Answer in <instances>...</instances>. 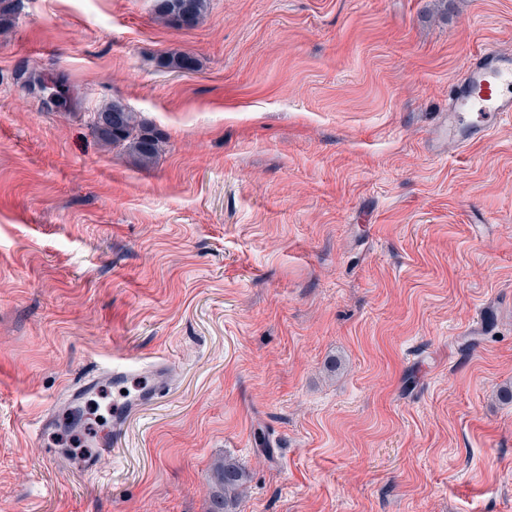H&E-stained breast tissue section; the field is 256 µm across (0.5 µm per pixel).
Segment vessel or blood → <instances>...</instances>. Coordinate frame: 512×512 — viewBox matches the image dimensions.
<instances>
[{"mask_svg":"<svg viewBox=\"0 0 512 512\" xmlns=\"http://www.w3.org/2000/svg\"><path fill=\"white\" fill-rule=\"evenodd\" d=\"M512 114V56L485 48L474 54L464 74L448 87V110L436 124L438 140L465 145L488 136L495 122ZM153 382L112 408V432L99 436L97 451L81 464L84 473L99 469L101 457L114 453L133 412L153 404L169 385V367L152 366Z\"/></svg>","mask_w":512,"mask_h":512,"instance_id":"vessel-or-blood-1","label":"vessel or blood"}]
</instances>
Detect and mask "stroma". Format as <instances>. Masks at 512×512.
<instances>
[{"instance_id":"1","label":"stroma","mask_w":512,"mask_h":512,"mask_svg":"<svg viewBox=\"0 0 512 512\" xmlns=\"http://www.w3.org/2000/svg\"><path fill=\"white\" fill-rule=\"evenodd\" d=\"M13 7L0 512H207L227 456L237 512H512V119L433 140L470 54L512 55V0H208L179 30L155 0ZM114 98L162 135L152 167L94 138ZM159 358L97 474L38 435ZM132 375L128 369L120 364H113L112 369L104 372L101 377L84 382L82 385L68 390V400L72 410L76 409L87 394L95 393L100 380L112 381V386L124 385ZM211 506L209 512H236L248 482V472L237 460L225 457L211 470Z\"/></svg>"}]
</instances>
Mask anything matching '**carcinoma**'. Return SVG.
I'll list each match as a JSON object with an SVG mask.
<instances>
[{
	"label": "carcinoma",
	"instance_id": "obj_1",
	"mask_svg": "<svg viewBox=\"0 0 512 512\" xmlns=\"http://www.w3.org/2000/svg\"><path fill=\"white\" fill-rule=\"evenodd\" d=\"M207 7L208 0H156L158 15L169 25L180 29L196 26ZM161 65L185 71L193 68L194 61L180 52H171L162 58ZM92 134L106 145L122 147L143 168L150 167L163 150L162 137L138 120L128 108L116 111L113 99L97 112ZM247 482L248 472L238 461L227 457L217 461L211 470L209 512H236Z\"/></svg>",
	"mask_w": 512,
	"mask_h": 512
}]
</instances>
